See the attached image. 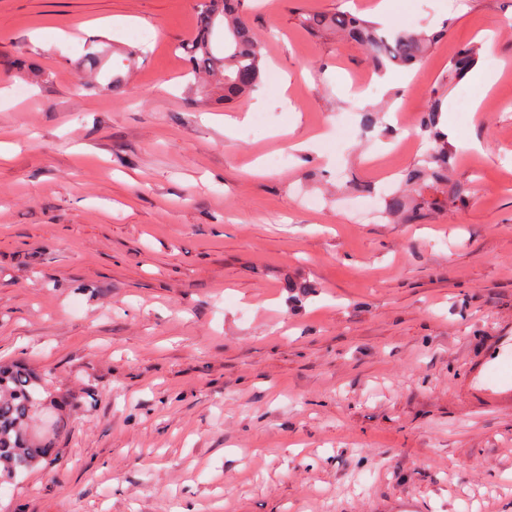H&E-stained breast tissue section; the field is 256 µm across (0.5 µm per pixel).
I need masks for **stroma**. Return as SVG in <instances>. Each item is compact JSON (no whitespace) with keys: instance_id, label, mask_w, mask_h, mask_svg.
<instances>
[{"instance_id":"obj_1","label":"stroma","mask_w":512,"mask_h":512,"mask_svg":"<svg viewBox=\"0 0 512 512\" xmlns=\"http://www.w3.org/2000/svg\"><path fill=\"white\" fill-rule=\"evenodd\" d=\"M378 2L247 0L261 84L227 101L186 74L199 0H0V360L72 399L0 512H512V406L480 391L512 383V0H391L444 35L382 76L297 19ZM483 70L462 201L356 223L348 182L382 197L427 148L363 106L411 126ZM478 45H466L459 48L451 58L448 66V79H462L471 71L479 57Z\"/></svg>"}]
</instances>
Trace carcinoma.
<instances>
[{"mask_svg":"<svg viewBox=\"0 0 512 512\" xmlns=\"http://www.w3.org/2000/svg\"><path fill=\"white\" fill-rule=\"evenodd\" d=\"M245 0H202L197 12L196 31L186 45L189 73L198 78H216L224 86V99L239 98L261 83L262 46L243 18ZM301 25L313 36L335 32L359 45L379 69L408 67L422 61L436 44V33L385 29L382 25L352 13L334 10L305 13ZM479 57V46L459 48L448 66V79H461ZM437 108L430 105L418 120L428 134L427 171L407 173L405 182L420 181L444 194V202L463 201L460 191L449 184L452 148L445 134L435 131ZM420 208L418 200L408 201L401 191L385 196V211L392 219H410ZM69 397L58 394L52 380L29 366L0 363V485L9 484L52 456L53 443L33 429L41 415L53 420L52 435L66 433L63 409Z\"/></svg>","mask_w":512,"mask_h":512,"instance_id":"cac0c4a2","label":"carcinoma"}]
</instances>
